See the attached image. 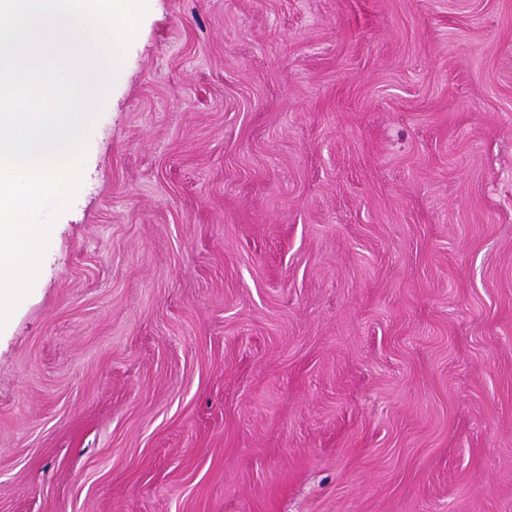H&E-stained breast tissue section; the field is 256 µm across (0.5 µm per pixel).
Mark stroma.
<instances>
[{
    "label": "stroma",
    "mask_w": 512,
    "mask_h": 512,
    "mask_svg": "<svg viewBox=\"0 0 512 512\" xmlns=\"http://www.w3.org/2000/svg\"><path fill=\"white\" fill-rule=\"evenodd\" d=\"M0 512H512V0H147Z\"/></svg>",
    "instance_id": "stroma-1"
}]
</instances>
